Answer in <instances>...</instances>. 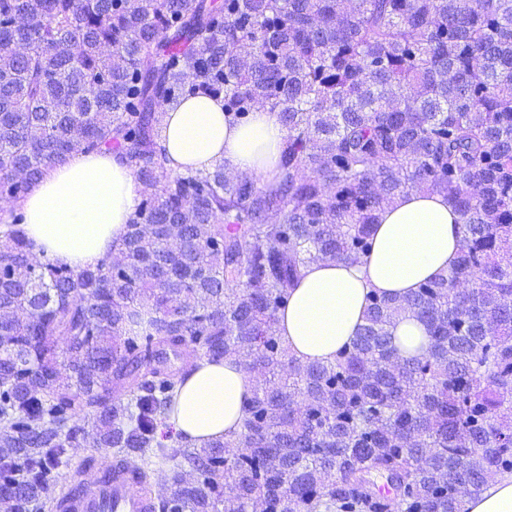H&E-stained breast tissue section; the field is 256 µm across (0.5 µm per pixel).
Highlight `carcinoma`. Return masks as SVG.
<instances>
[{
	"label": "carcinoma",
	"mask_w": 512,
	"mask_h": 512,
	"mask_svg": "<svg viewBox=\"0 0 512 512\" xmlns=\"http://www.w3.org/2000/svg\"><path fill=\"white\" fill-rule=\"evenodd\" d=\"M0 77V512H65L109 455L148 496L168 466L153 512H461L512 474V0H0ZM197 95L279 115L271 184L173 173L161 126ZM103 150L135 175L139 240L83 269L37 257L25 198ZM410 191L460 217L448 275L371 295L335 361L291 355L288 291L360 261ZM409 313L430 345L396 367ZM226 358L253 382L240 431L164 443L179 386Z\"/></svg>",
	"instance_id": "carcinoma-1"
}]
</instances>
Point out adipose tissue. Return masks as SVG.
Here are the masks:
<instances>
[{"label":"adipose tissue","instance_id":"obj_1","mask_svg":"<svg viewBox=\"0 0 512 512\" xmlns=\"http://www.w3.org/2000/svg\"><path fill=\"white\" fill-rule=\"evenodd\" d=\"M161 137L173 171L221 164L268 181L287 132L271 112L230 123L222 101L198 96L167 113ZM137 198L135 177L116 155L78 154L33 188L24 202L23 230L47 259L74 269L94 266L119 242ZM461 238L459 216L444 196L399 197L378 215L370 256L306 267L278 314L280 336L302 361H334L364 324L370 292L404 296L421 281L448 274ZM252 395L243 365L203 361L177 392L169 422L200 446L238 432Z\"/></svg>","mask_w":512,"mask_h":512}]
</instances>
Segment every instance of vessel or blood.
<instances>
[{"label": "vessel or blood", "instance_id": "vessel-or-blood-1", "mask_svg": "<svg viewBox=\"0 0 512 512\" xmlns=\"http://www.w3.org/2000/svg\"><path fill=\"white\" fill-rule=\"evenodd\" d=\"M133 483L132 474L105 473L93 489L71 494L67 512H151L150 502Z\"/></svg>", "mask_w": 512, "mask_h": 512}]
</instances>
